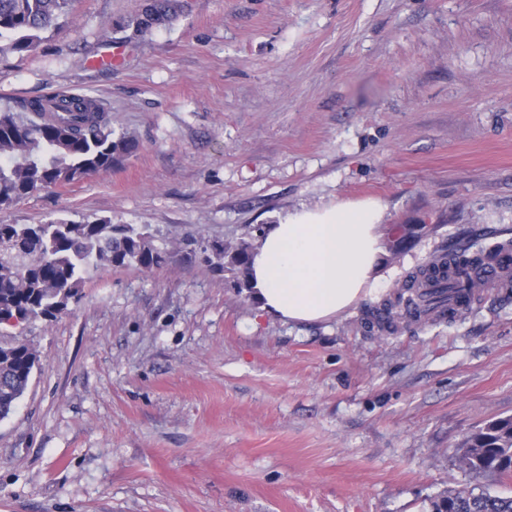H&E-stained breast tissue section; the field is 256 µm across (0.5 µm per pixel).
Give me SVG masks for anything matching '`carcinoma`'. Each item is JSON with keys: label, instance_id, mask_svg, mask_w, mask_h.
<instances>
[{"label": "carcinoma", "instance_id": "cac0c4a2", "mask_svg": "<svg viewBox=\"0 0 512 512\" xmlns=\"http://www.w3.org/2000/svg\"><path fill=\"white\" fill-rule=\"evenodd\" d=\"M72 0H0V38L14 36V49L34 51L40 33L69 14ZM177 0H149L141 12L116 22V30L140 36L169 21ZM135 148L114 136L112 118L98 100L71 92L18 98L0 111V206L44 188L70 184L89 173L119 165ZM206 263L216 258L248 271L250 246L200 249ZM169 252L130 224L50 221L0 224V323L16 312L26 320H51L79 302L83 275L93 264L152 270ZM481 254L450 250L420 275L459 286ZM35 351L26 343L0 339V415L23 396ZM460 466L475 476H512V417L486 423L456 449ZM434 512H512V497L461 488L433 503Z\"/></svg>", "mask_w": 512, "mask_h": 512}]
</instances>
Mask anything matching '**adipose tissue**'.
Instances as JSON below:
<instances>
[{"label": "adipose tissue", "instance_id": "ef3b65f1", "mask_svg": "<svg viewBox=\"0 0 512 512\" xmlns=\"http://www.w3.org/2000/svg\"><path fill=\"white\" fill-rule=\"evenodd\" d=\"M377 202L288 213L254 250L249 282L262 313L314 323L358 304L379 282L383 255Z\"/></svg>", "mask_w": 512, "mask_h": 512}]
</instances>
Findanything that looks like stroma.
Listing matches in <instances>:
<instances>
[{"mask_svg": "<svg viewBox=\"0 0 512 512\" xmlns=\"http://www.w3.org/2000/svg\"><path fill=\"white\" fill-rule=\"evenodd\" d=\"M144 2L74 0L30 53L0 39V108L85 94L137 144L0 223L108 219L171 253L0 327L39 357L0 421V512H431L475 482L458 445L512 416V292L393 333L368 318L465 235L512 241V0H180L117 32ZM369 199L383 288L323 322L261 314L244 273L185 255ZM177 0H151L147 1L141 12L122 18L116 22V30L125 32L132 30L133 35L140 36L169 21L179 4Z\"/></svg>", "mask_w": 512, "mask_h": 512, "instance_id": "obj_1", "label": "stroma"}]
</instances>
